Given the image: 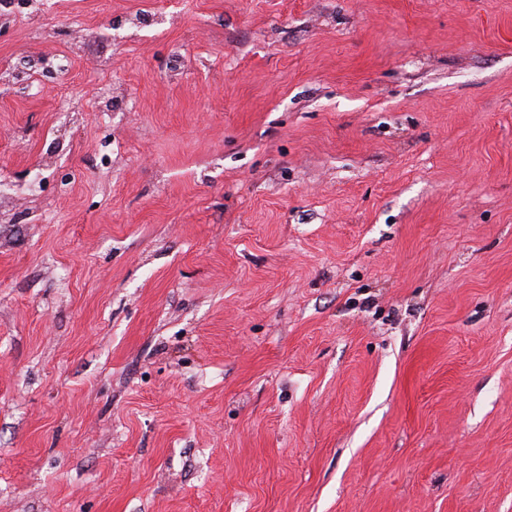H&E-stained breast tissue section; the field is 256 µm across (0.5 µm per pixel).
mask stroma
Instances as JSON below:
<instances>
[{
  "instance_id": "1",
  "label": "stroma",
  "mask_w": 512,
  "mask_h": 512,
  "mask_svg": "<svg viewBox=\"0 0 512 512\" xmlns=\"http://www.w3.org/2000/svg\"><path fill=\"white\" fill-rule=\"evenodd\" d=\"M0 512H512V0L0 22Z\"/></svg>"
}]
</instances>
